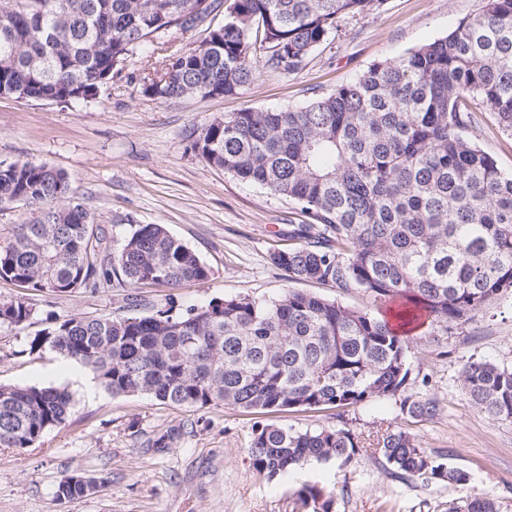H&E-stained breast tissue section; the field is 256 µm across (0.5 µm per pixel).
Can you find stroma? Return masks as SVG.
Masks as SVG:
<instances>
[{
	"label": "stroma",
	"mask_w": 512,
	"mask_h": 512,
	"mask_svg": "<svg viewBox=\"0 0 512 512\" xmlns=\"http://www.w3.org/2000/svg\"><path fill=\"white\" fill-rule=\"evenodd\" d=\"M485 0H384L379 10L347 16L291 74L257 71L235 96L160 101L144 95L142 79L164 57L198 44L203 31L173 28L137 49L95 99L72 105L0 95V164L45 162L68 173L80 203L111 247L134 224H163L209 266L211 279L171 289L113 282L94 291L33 290L0 279V302L23 300L32 310L19 327L0 326V383L53 386L72 396L71 414L30 448H0V512H293L305 484L328 486L335 512H448L474 497L512 512V423L494 420L468 399L460 368L470 357L512 367V295L432 341L429 326L410 335V394L436 399L439 410L416 422L394 397L342 409L245 411L231 406H174L145 394L115 396L87 385L88 369L28 342L49 320L102 319L184 309L224 296L279 297L290 283L271 264L273 250L291 246L305 218L298 206L237 180L190 149V135L213 119L246 107L300 108L348 83L370 65L406 55L480 14ZM481 148L512 173V136L490 112L475 115ZM339 426L357 433L388 427L467 470L466 485L425 484L392 476L378 459L358 456L343 466L308 461L275 480L254 473L247 448L253 428ZM173 435L170 447H154ZM67 476L95 477L91 494L62 501Z\"/></svg>",
	"instance_id": "1"
}]
</instances>
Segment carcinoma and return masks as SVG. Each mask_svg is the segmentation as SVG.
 Listing matches in <instances>:
<instances>
[{
    "label": "carcinoma",
    "mask_w": 512,
    "mask_h": 512,
    "mask_svg": "<svg viewBox=\"0 0 512 512\" xmlns=\"http://www.w3.org/2000/svg\"><path fill=\"white\" fill-rule=\"evenodd\" d=\"M383 0H0V95L74 104L95 98L133 50L172 28L205 26L195 47L144 77L158 100L233 95L257 69L293 73L340 18ZM224 11V23L209 18ZM512 134V0L447 36L371 65L300 109L250 107L216 118L190 149L242 182L295 202L310 223L297 243L270 255L296 282L359 292L352 308L289 289L273 300L212 299L173 314L97 319L70 316L29 341L92 370L114 396L146 394L176 406L311 410L397 397L402 414L434 417L433 398L405 394L411 377L403 330L421 316L432 336L448 333L512 291V174L469 135L473 106ZM23 202L37 216L0 243V279L71 293L117 280L127 288L205 283L210 268L162 224H137L107 251L74 198L69 176L47 163L0 165V206ZM32 315L0 303V325ZM469 400L512 422V368L466 362ZM70 395L55 387L0 385V448H30L65 424ZM368 454L400 479L464 485L470 474L421 448L403 430L368 435L345 428L257 425L254 471L269 479L308 462L351 463ZM97 488L66 477L56 497ZM306 512H332L333 491H297ZM448 512H499L474 498Z\"/></svg>",
    "instance_id": "carcinoma-1"
}]
</instances>
